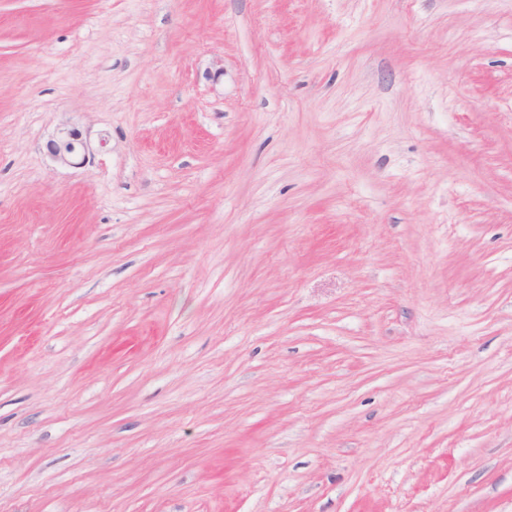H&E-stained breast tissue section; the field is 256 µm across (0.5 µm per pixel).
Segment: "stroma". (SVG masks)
<instances>
[{
  "label": "stroma",
  "instance_id": "1",
  "mask_svg": "<svg viewBox=\"0 0 512 512\" xmlns=\"http://www.w3.org/2000/svg\"><path fill=\"white\" fill-rule=\"evenodd\" d=\"M0 512H512V0H0ZM46 149L53 161L75 167L85 163L88 145L78 129L64 127L48 141Z\"/></svg>",
  "mask_w": 512,
  "mask_h": 512
}]
</instances>
